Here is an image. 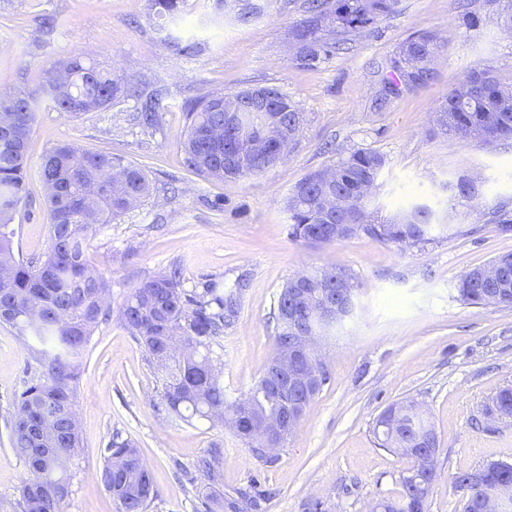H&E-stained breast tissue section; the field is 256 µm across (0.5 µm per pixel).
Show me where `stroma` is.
<instances>
[{
    "mask_svg": "<svg viewBox=\"0 0 512 512\" xmlns=\"http://www.w3.org/2000/svg\"><path fill=\"white\" fill-rule=\"evenodd\" d=\"M251 2L257 13L243 23L237 8L186 0L170 25L178 43L196 45L184 55L161 40L148 0H0L1 94L39 89L43 68L71 56L99 63L144 93H162L154 127L135 124L139 100L120 96L76 118L41 109L28 142L33 172L49 150L73 142L124 156L147 173L151 195L88 241V266L108 281L111 308L174 268L184 288L212 279L235 294L238 316L214 348L224 392L235 399L274 355L277 299L289 278L341 267L357 288L354 316L323 339L330 380L271 464L253 459L224 426L158 412L159 371L118 318L100 325L78 358L81 444L68 471L65 512H118L102 480L103 450L115 435L136 443L151 472L147 512H204L207 478L190 484L179 469L216 446L225 492L258 481L274 493L265 512H369L397 497L399 477L411 466L374 435L381 412L404 399L422 406L438 434L428 512H462L457 472L489 460L512 463V425L490 415L498 391L512 388V309L464 303L457 283L468 269L512 252V231L475 219L450 187L462 175L480 178L486 212L512 201V142L459 140L441 130L435 111L473 70H491L512 85V32L504 26L512 0H399L395 13L349 31L346 51L308 65L291 36L307 19L305 0ZM469 12L477 25L468 24ZM421 32L442 37L440 56L421 79L394 84L392 61ZM267 86L304 114L283 161L224 181L189 169L181 148L185 102ZM358 149L385 159L369 203L375 215L426 203L446 218L424 249L364 234L318 244L290 236L285 205L294 186ZM14 228L15 252L41 258L49 224L34 175ZM39 345L0 326V512H12L27 475L10 444L8 412Z\"/></svg>",
    "mask_w": 512,
    "mask_h": 512,
    "instance_id": "35a3bbf8",
    "label": "stroma"
}]
</instances>
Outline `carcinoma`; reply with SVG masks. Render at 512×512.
I'll use <instances>...</instances> for the list:
<instances>
[{
    "instance_id": "carcinoma-1",
    "label": "carcinoma",
    "mask_w": 512,
    "mask_h": 512,
    "mask_svg": "<svg viewBox=\"0 0 512 512\" xmlns=\"http://www.w3.org/2000/svg\"><path fill=\"white\" fill-rule=\"evenodd\" d=\"M163 40H176L168 22L182 11L185 0H148ZM307 0L309 18L293 32L300 45V61L309 65L320 54H329L341 41L322 42L316 37L324 18L333 16L336 32L344 34L395 12L398 0ZM437 35L422 33L401 47L393 70L402 78L415 81L427 72L440 53ZM62 80L47 78L41 92H19L0 97V113L10 112L19 124L13 139L0 136V265L9 270V279L0 286V303L14 308L10 317L0 315V323L16 330L21 337L35 336L48 346L31 352L25 370L24 388L15 399L11 414V445L28 471L20 488L15 512H63L71 494L66 476L69 462L77 454L80 437L75 405L80 377L76 358L93 332L110 316L106 306L107 280L91 271L85 253L90 235L100 224L135 207L150 192L145 171L122 156L89 153L73 143L52 148L42 159L38 177L42 184H54L46 195L50 242L43 259L26 261L15 256L12 223L25 199L27 141L37 112L46 103L58 112L78 117L108 106L129 88L96 63L68 57L53 64ZM222 95L188 104L187 129L183 139L186 165L212 178H224V104ZM159 98L155 93L141 100L138 118L146 124L156 121ZM282 119L299 132L304 115L290 98L278 103ZM438 122L459 139L479 140L492 145L512 139V88L503 86L489 70H475L457 88L448 92L437 109ZM385 164L376 153L356 150L329 167L333 190L347 201L339 213L325 212L321 202L319 175L309 173L288 197L292 237L308 243H324L328 224H358L366 210L369 190L377 185ZM237 178L257 176L266 170L263 159L244 156L238 163ZM438 216L431 206L416 204L395 216L380 220V231L372 238L384 244L422 248L430 243V232ZM489 221L505 228L512 225V208L503 202L490 213ZM492 263L506 267L497 281L479 278L477 269L466 271L458 283L460 300L468 304L512 307V253L495 257ZM291 299L280 292L277 300V351L288 343L289 330L284 312ZM238 314L233 295H224L219 284L207 280L191 290L182 288L176 275L163 273L135 288L119 309L125 328L143 347L149 360L164 371L162 405L170 415L184 421L213 420L220 414L228 427L240 419H254L280 410L279 401L254 402V394L270 381L265 369L259 381L238 399L224 395V385L214 365L213 345L219 344L224 328ZM58 414L60 433L40 428L46 413ZM435 434L423 412L412 402L386 408L376 422L380 446L413 459V466L400 477L396 498L381 499L372 512H426L427 500L436 472L414 457L413 449ZM221 449L211 448L195 465L206 476L210 492L206 499L224 512H264L270 493L258 482L233 495L221 491ZM471 471L456 474L455 487L463 495V512H478L477 504L486 492L499 485H512V463L491 462L483 480L471 482ZM103 480L119 504V512H147L152 495V479L134 443L114 437L106 448Z\"/></svg>"
}]
</instances>
